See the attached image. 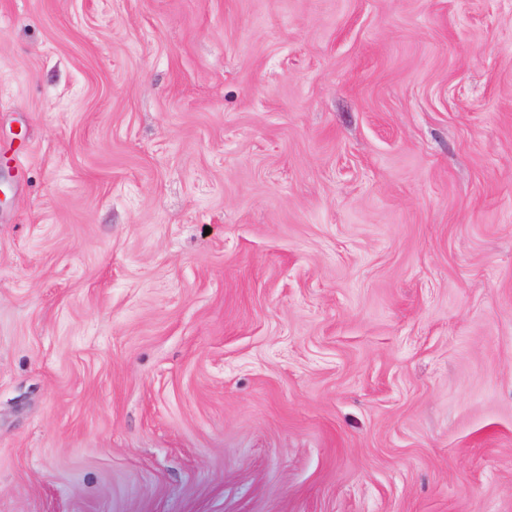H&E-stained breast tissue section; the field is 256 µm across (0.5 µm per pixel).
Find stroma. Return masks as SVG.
<instances>
[{"label":"stroma","mask_w":512,"mask_h":512,"mask_svg":"<svg viewBox=\"0 0 512 512\" xmlns=\"http://www.w3.org/2000/svg\"><path fill=\"white\" fill-rule=\"evenodd\" d=\"M0 512H512V0H0Z\"/></svg>","instance_id":"1"}]
</instances>
